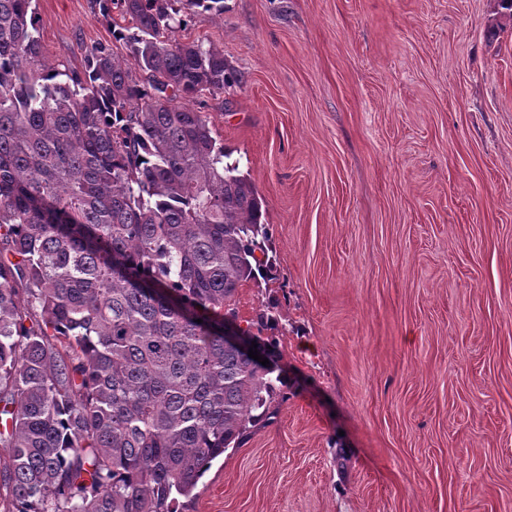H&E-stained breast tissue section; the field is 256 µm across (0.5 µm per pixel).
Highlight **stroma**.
Instances as JSON below:
<instances>
[{"mask_svg": "<svg viewBox=\"0 0 512 512\" xmlns=\"http://www.w3.org/2000/svg\"><path fill=\"white\" fill-rule=\"evenodd\" d=\"M42 61L128 50L119 12L37 0ZM495 0H224L179 42L264 200L284 398L182 512H512V26Z\"/></svg>", "mask_w": 512, "mask_h": 512, "instance_id": "1", "label": "stroma"}]
</instances>
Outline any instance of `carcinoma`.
<instances>
[{"label": "carcinoma", "instance_id": "1", "mask_svg": "<svg viewBox=\"0 0 512 512\" xmlns=\"http://www.w3.org/2000/svg\"><path fill=\"white\" fill-rule=\"evenodd\" d=\"M34 0H0V512H179L272 414L274 346L238 288L272 276L269 225L206 113L224 53L170 38L178 0H92L129 57L42 62Z\"/></svg>", "mask_w": 512, "mask_h": 512}]
</instances>
